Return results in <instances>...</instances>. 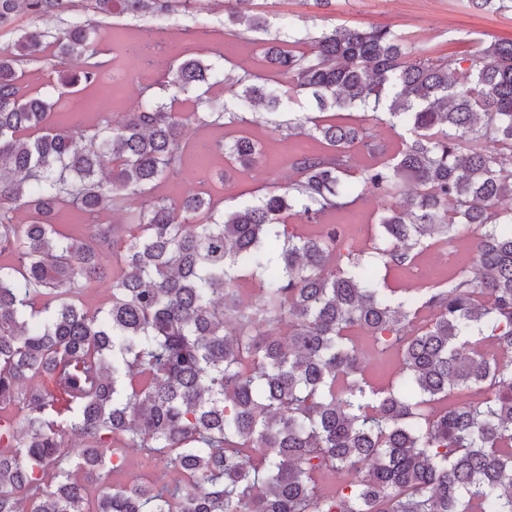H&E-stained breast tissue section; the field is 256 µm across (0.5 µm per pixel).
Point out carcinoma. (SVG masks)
Segmentation results:
<instances>
[{"label":"carcinoma","instance_id":"obj_1","mask_svg":"<svg viewBox=\"0 0 512 512\" xmlns=\"http://www.w3.org/2000/svg\"><path fill=\"white\" fill-rule=\"evenodd\" d=\"M252 2L227 0L216 61L204 24L177 47L139 27L158 74L120 122L66 111L125 74L103 27L203 0H86L91 18L0 49V512H512V38L460 54L387 26L273 32ZM73 7L0 0V31ZM250 33L265 72L221 75ZM64 59L78 69L48 90L26 81ZM298 97L309 115L273 120ZM371 121L403 129L400 148ZM190 123L219 135L190 142ZM261 126L323 148L252 203L155 193L188 162L257 164ZM370 202L365 247L323 223ZM69 206L80 224L58 223ZM466 233L472 264L446 286L379 287V268ZM101 282L110 305L91 309ZM363 339L394 360L388 385ZM131 448L178 479L122 480Z\"/></svg>","mask_w":512,"mask_h":512}]
</instances>
